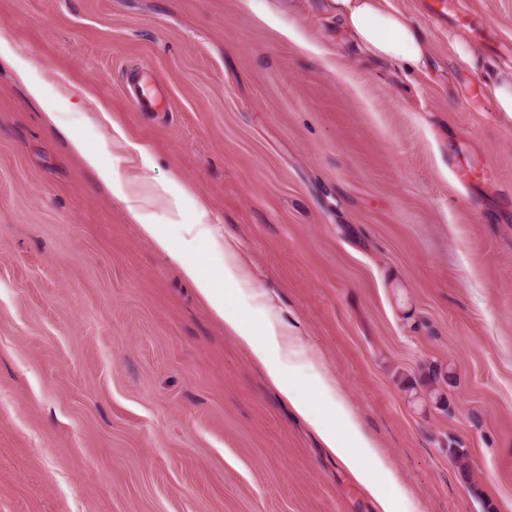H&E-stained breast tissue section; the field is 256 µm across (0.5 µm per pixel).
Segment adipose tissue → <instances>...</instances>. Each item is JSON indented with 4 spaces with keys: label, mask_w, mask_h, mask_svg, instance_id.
<instances>
[{
    "label": "adipose tissue",
    "mask_w": 512,
    "mask_h": 512,
    "mask_svg": "<svg viewBox=\"0 0 512 512\" xmlns=\"http://www.w3.org/2000/svg\"><path fill=\"white\" fill-rule=\"evenodd\" d=\"M334 5L337 17L360 53L380 61L421 67L428 53L425 39L403 15L384 9L382 0H334ZM2 59L12 65L48 119L61 124L60 97L49 92L28 59L4 35H0ZM61 126L72 149L96 170L113 196L126 204L131 220L139 225L142 234L181 265L186 278L264 367L269 380L296 413L316 430L326 448L367 490L378 512H404L407 496L375 443L364 433L337 387L308 359L303 346L283 326L272 299L255 288L244 254L233 242L215 235L206 205L176 180L159 183L160 195L182 221L181 236L172 237L166 224L145 213L140 205L137 189L151 181L149 147L129 143L123 128L113 126V144H129L139 159L137 175L129 178L115 167L102 164L101 149L89 148L82 129ZM202 247L210 252V265L205 270L192 259L193 253ZM258 321L264 326L260 336L254 332Z\"/></svg>",
    "instance_id": "1"
}]
</instances>
